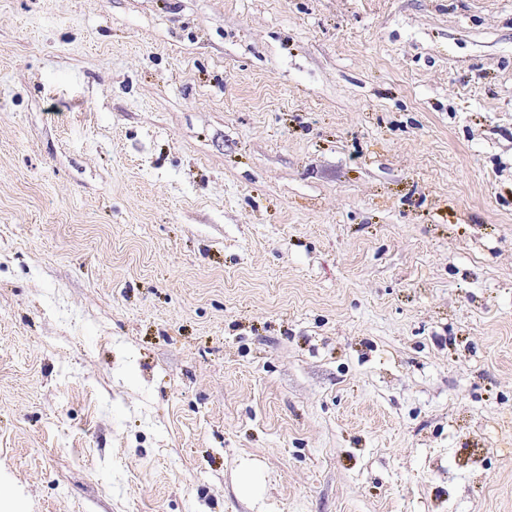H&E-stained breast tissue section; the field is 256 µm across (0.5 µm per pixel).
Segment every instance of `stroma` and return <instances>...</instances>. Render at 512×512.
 I'll use <instances>...</instances> for the list:
<instances>
[{
    "label": "stroma",
    "mask_w": 512,
    "mask_h": 512,
    "mask_svg": "<svg viewBox=\"0 0 512 512\" xmlns=\"http://www.w3.org/2000/svg\"><path fill=\"white\" fill-rule=\"evenodd\" d=\"M0 512H512V0H0Z\"/></svg>",
    "instance_id": "1"
}]
</instances>
